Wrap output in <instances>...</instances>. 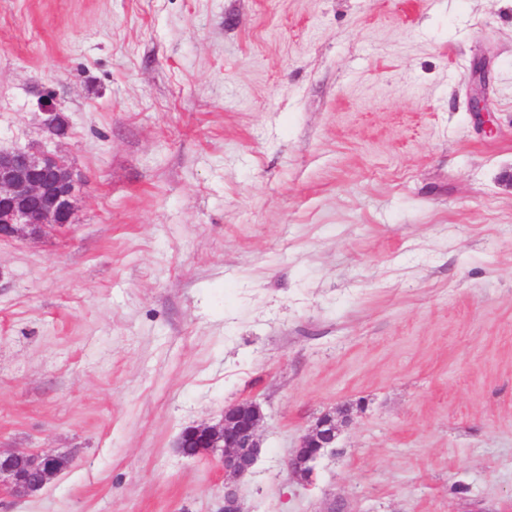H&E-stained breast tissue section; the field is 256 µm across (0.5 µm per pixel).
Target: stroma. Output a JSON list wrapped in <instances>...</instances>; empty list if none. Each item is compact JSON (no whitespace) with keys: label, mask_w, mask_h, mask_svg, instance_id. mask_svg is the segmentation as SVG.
Returning <instances> with one entry per match:
<instances>
[{"label":"stroma","mask_w":512,"mask_h":512,"mask_svg":"<svg viewBox=\"0 0 512 512\" xmlns=\"http://www.w3.org/2000/svg\"><path fill=\"white\" fill-rule=\"evenodd\" d=\"M33 146L80 188L0 242V448L70 464L0 512H220L175 442L245 400L247 512H512V0H0ZM352 420V408L344 407L336 416V409L328 411L317 418L315 424L308 429L300 440L298 448H294L287 462V469L294 478L302 475L311 478L314 474V463L324 454L327 448H335L334 443L341 427Z\"/></svg>","instance_id":"obj_1"}]
</instances>
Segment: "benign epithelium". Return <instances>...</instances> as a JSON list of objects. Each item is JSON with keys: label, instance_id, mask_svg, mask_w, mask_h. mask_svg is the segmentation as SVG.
<instances>
[{"label": "benign epithelium", "instance_id": "benign-epithelium-1", "mask_svg": "<svg viewBox=\"0 0 512 512\" xmlns=\"http://www.w3.org/2000/svg\"><path fill=\"white\" fill-rule=\"evenodd\" d=\"M78 180L65 159L44 150L0 151V240L37 239L73 223ZM260 406L252 401L224 408L216 423L189 427L177 448L194 445L204 454L222 452L224 507L221 512H244L234 483L254 465L261 448ZM352 420V408L328 411L317 418L294 449L287 469L295 478L314 474V463L334 447L341 427ZM62 456L27 449L0 450V485L17 499L40 491L66 469Z\"/></svg>", "mask_w": 512, "mask_h": 512}]
</instances>
